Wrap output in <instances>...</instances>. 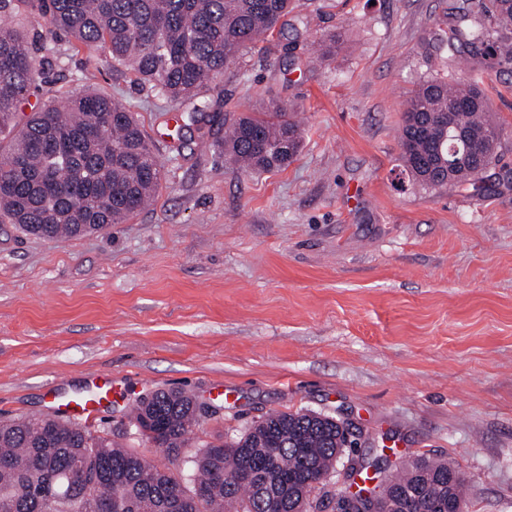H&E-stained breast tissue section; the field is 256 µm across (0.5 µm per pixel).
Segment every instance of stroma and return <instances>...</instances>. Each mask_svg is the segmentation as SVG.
<instances>
[{"instance_id": "35a3bbf8", "label": "stroma", "mask_w": 512, "mask_h": 512, "mask_svg": "<svg viewBox=\"0 0 512 512\" xmlns=\"http://www.w3.org/2000/svg\"><path fill=\"white\" fill-rule=\"evenodd\" d=\"M481 0H299L282 31L203 89L210 123L102 51L8 17L43 80L32 112L84 92L122 97L163 167L152 206L48 241L0 224V420L49 414L110 376L96 432L158 464L129 404L181 389L204 407L192 447L270 412H346L351 453L458 463L468 512H512V64L461 53L503 130L474 196L424 188L399 165L415 84L446 71L448 11ZM343 32L330 59L320 42ZM290 106L303 143L272 173L220 146L224 116Z\"/></svg>"}]
</instances>
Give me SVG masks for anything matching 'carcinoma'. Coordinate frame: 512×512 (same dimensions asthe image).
I'll return each instance as SVG.
<instances>
[{
	"instance_id": "1",
	"label": "carcinoma",
	"mask_w": 512,
	"mask_h": 512,
	"mask_svg": "<svg viewBox=\"0 0 512 512\" xmlns=\"http://www.w3.org/2000/svg\"><path fill=\"white\" fill-rule=\"evenodd\" d=\"M295 0H0V15L30 12L140 83L187 105L185 126H200L209 104L198 91L238 55L269 37ZM483 19L448 13V58L477 50L512 62V0H485ZM39 71L22 35L0 23V222L45 240L78 238L123 224L157 194L162 165L133 112L99 93L49 104L18 122L23 94ZM464 104L463 112L448 106ZM477 83L443 73L421 80L401 123L400 166L423 187L484 190L482 174L497 154L462 157L448 176V124L477 146L501 134ZM300 125L288 107L241 112L228 122L222 148L239 169L268 173L298 156ZM201 412L183 390L159 391L128 412L168 464L158 466L88 429L45 415L0 421V512H315L316 490L336 472L347 440L336 418L273 412L231 443L188 450ZM388 485L380 512H466L460 467L419 457Z\"/></svg>"
}]
</instances>
